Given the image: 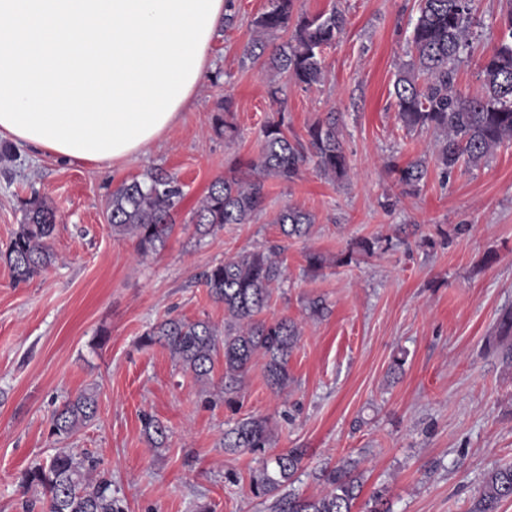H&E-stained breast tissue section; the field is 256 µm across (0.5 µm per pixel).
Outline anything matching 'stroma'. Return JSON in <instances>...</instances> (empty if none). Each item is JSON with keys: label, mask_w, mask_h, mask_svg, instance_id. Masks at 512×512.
Here are the masks:
<instances>
[{"label": "stroma", "mask_w": 512, "mask_h": 512, "mask_svg": "<svg viewBox=\"0 0 512 512\" xmlns=\"http://www.w3.org/2000/svg\"><path fill=\"white\" fill-rule=\"evenodd\" d=\"M300 5L346 16L343 36L324 51L321 85L305 90L244 60L268 0H233L234 23L218 27L211 69L145 154L109 166L61 163L20 143L13 157L0 154V249L31 193L58 214L56 261L42 275L18 283L0 261V512H26L35 493L20 476L55 453L51 414L85 389L97 392V417L62 445L111 472L126 512H270L249 491L257 455L223 447L225 429L250 416L269 419L273 451L304 449L292 485L301 496L323 492L324 467L355 460L363 490L354 512L381 488L391 512H468L486 476L512 465V359L503 349L512 333L500 330L512 310V142L480 166L448 171L436 132L403 127L392 90L408 60L416 0ZM476 5L483 24L456 80L465 96L480 90L479 67L507 10L505 0ZM273 84L284 89L282 103L268 94ZM228 98L231 138L213 129ZM280 108L289 138L301 140L326 112H340L348 180L332 182L307 163L295 181L268 179L266 208L251 223L199 237L190 217L210 183L257 158L261 129ZM420 158L427 175L404 193L393 168ZM154 167L178 177L185 198L165 247L143 257L133 239L113 236L106 211L113 189ZM287 205L314 215L309 237L281 236L273 218ZM272 245L286 272L266 315L301 328L292 382L273 393L254 364L231 407L217 396L223 360L204 386L141 337L171 316L223 327L224 307L209 297L202 272ZM309 252L326 258L319 272L307 270ZM316 297L330 309L321 320L306 310ZM397 357L405 364L394 375ZM145 413L167 427L164 447L149 444Z\"/></svg>", "instance_id": "35a3bbf8"}]
</instances>
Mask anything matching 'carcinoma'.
<instances>
[{
    "label": "carcinoma",
    "instance_id": "1",
    "mask_svg": "<svg viewBox=\"0 0 512 512\" xmlns=\"http://www.w3.org/2000/svg\"><path fill=\"white\" fill-rule=\"evenodd\" d=\"M297 2L269 0L268 9L254 20L256 38L244 49V57L252 61L263 58L269 70L311 89L324 79L323 51L343 34L346 18L336 10L309 16L298 10ZM508 4L504 31L480 67L481 90L465 97L456 89V64L469 53L473 29L481 25L474 0H419L411 22L409 60L399 71L393 90L403 127L439 131L438 159L447 169L460 162L476 167L501 144L512 141V0ZM282 33L289 34L287 41L269 49V43ZM231 117L232 102L226 99L224 115L215 119V130L233 132ZM307 136L305 143L289 138L281 115L268 121L258 158L250 162L248 171L232 169L211 182L193 213L195 232L207 236L226 224L251 223L265 209L266 178L292 181L311 157L320 174L336 181L346 178L349 165L336 113L329 112L310 125ZM395 172L398 183L413 190L427 175L426 161L410 162ZM184 196L179 179L159 168L123 182L110 197L107 222L112 235L134 239L143 257L163 249ZM23 211V224L0 252L18 282L39 276L55 259L50 239L56 210L33 196L23 201ZM314 222L310 212L293 206L282 208L273 220L286 239L308 237ZM277 250L279 247L273 246L243 251L203 272L209 297L224 305V331L205 320L170 317L145 332L141 343L167 348L203 385L211 383L215 357L223 353L220 393L230 405L236 403L243 379L259 354L264 358L268 386L276 393L284 392L291 382L288 359L301 331L288 317L261 318L273 286L284 274ZM97 409L95 391L79 392L55 410L49 434L59 442L71 438L95 419ZM141 422L152 446L163 447L167 427L149 414L142 415ZM270 443L269 421L264 417L244 418L224 432L227 450L262 454L250 475L249 490L254 498L272 502L273 512H353L362 487L353 462L324 469L327 490L302 498L284 489L293 483L303 450L268 454ZM97 468L90 454L59 448L49 460L26 469L21 484L42 489L46 512H125L124 500L112 490V475ZM508 500H512V466L488 474L470 512H499Z\"/></svg>",
    "mask_w": 512,
    "mask_h": 512
}]
</instances>
